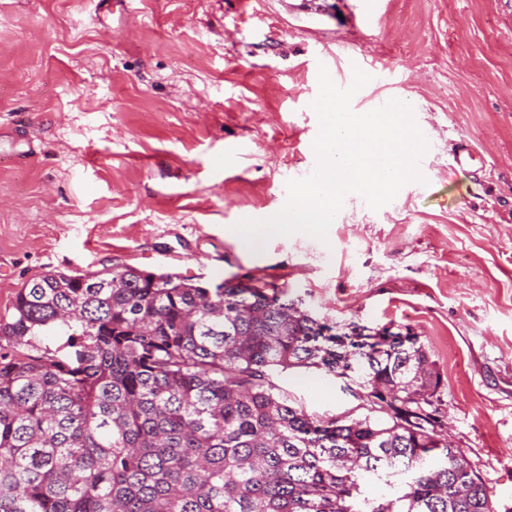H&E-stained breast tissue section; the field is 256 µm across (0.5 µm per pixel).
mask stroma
Instances as JSON below:
<instances>
[{
    "label": "stroma",
    "mask_w": 512,
    "mask_h": 512,
    "mask_svg": "<svg viewBox=\"0 0 512 512\" xmlns=\"http://www.w3.org/2000/svg\"><path fill=\"white\" fill-rule=\"evenodd\" d=\"M0 0V317L32 277L124 263L258 280L341 327L410 329L442 381L444 436L512 512V0H359L307 24L275 0ZM345 43L373 96L409 100L421 180L346 200L326 241L235 235L309 176L316 56ZM476 154L461 168L459 139ZM277 383L311 415L357 411L310 369Z\"/></svg>",
    "instance_id": "stroma-1"
}]
</instances>
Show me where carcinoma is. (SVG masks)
I'll list each match as a JSON object with an SVG mask.
<instances>
[{
  "mask_svg": "<svg viewBox=\"0 0 512 512\" xmlns=\"http://www.w3.org/2000/svg\"><path fill=\"white\" fill-rule=\"evenodd\" d=\"M346 364L380 398L358 417L275 381ZM440 382L411 331L325 336L257 281L48 271L0 317V512H494L438 432Z\"/></svg>",
  "mask_w": 512,
  "mask_h": 512,
  "instance_id": "cac0c4a2",
  "label": "carcinoma"
}]
</instances>
